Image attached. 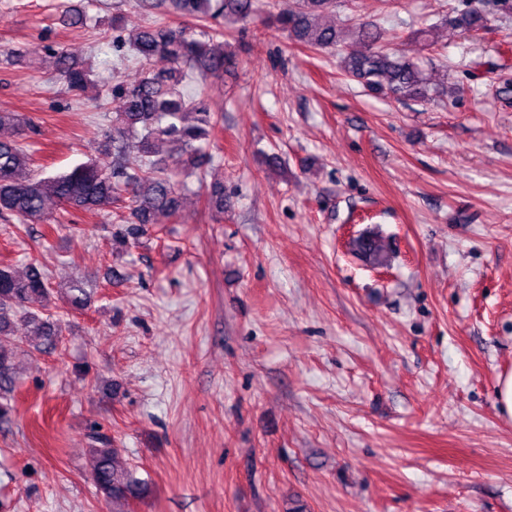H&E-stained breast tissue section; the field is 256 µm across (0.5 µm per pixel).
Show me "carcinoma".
<instances>
[{
  "label": "carcinoma",
  "mask_w": 512,
  "mask_h": 512,
  "mask_svg": "<svg viewBox=\"0 0 512 512\" xmlns=\"http://www.w3.org/2000/svg\"><path fill=\"white\" fill-rule=\"evenodd\" d=\"M171 6L181 17L196 21L222 17L235 23L256 11L255 0H171ZM335 8L336 0H292L275 22L310 49H333L343 41L341 31L321 18ZM488 21L484 10L469 8L450 24L465 32H478ZM348 33L352 45L340 53V70L368 92L403 103L445 94V82L434 80L413 58L382 45L380 27L359 23ZM121 47L147 64L162 59L167 67L149 70L139 81L118 87L122 107L113 113L112 129L106 135L112 142V164L90 159L46 176L35 169L33 156L22 143L23 136L36 133V125L17 112H0V215L15 219L18 228L26 230L31 224L50 227L57 211L99 213L125 194L132 198L133 207L125 220L128 227L119 236L122 244L155 224L177 218L188 192L185 177L204 165V146L216 139L219 118L205 106L209 82L223 80L224 72L235 67L237 59L224 48L223 41L214 36L198 37L183 23L144 28L122 41ZM50 59L69 90L85 88L88 71L66 50L53 51ZM193 71L196 85L187 93L185 87ZM130 147L141 157V165L131 172L120 163ZM201 186L209 210L224 213V183L203 182ZM352 249L375 268L390 264L389 253L373 233L354 238ZM58 292L73 310L91 304V292L81 279L55 288L35 259L27 262L20 274L0 264V338L14 335L20 324L26 332L19 343L38 353L55 349L61 325L50 312V303ZM33 300L41 302L36 312L28 309ZM15 373L12 355L0 349V391L11 388ZM91 453L93 482L112 512H125L123 506L148 496V484L120 464L118 449L111 442L91 449Z\"/></svg>",
  "instance_id": "carcinoma-1"
}]
</instances>
